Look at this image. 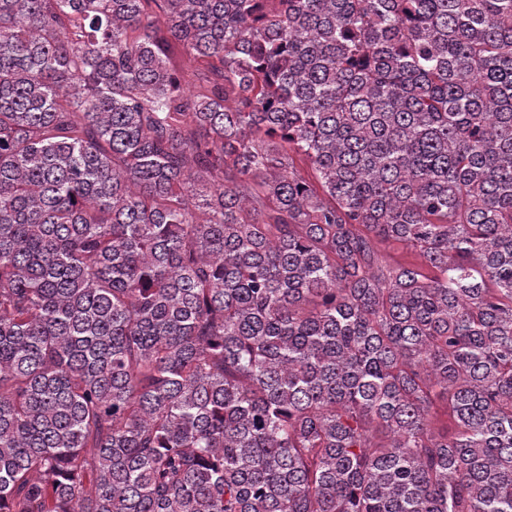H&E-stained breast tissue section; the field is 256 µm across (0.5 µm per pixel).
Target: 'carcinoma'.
Listing matches in <instances>:
<instances>
[{"label":"carcinoma","mask_w":512,"mask_h":512,"mask_svg":"<svg viewBox=\"0 0 512 512\" xmlns=\"http://www.w3.org/2000/svg\"><path fill=\"white\" fill-rule=\"evenodd\" d=\"M0 512H512V0H0Z\"/></svg>","instance_id":"obj_1"}]
</instances>
